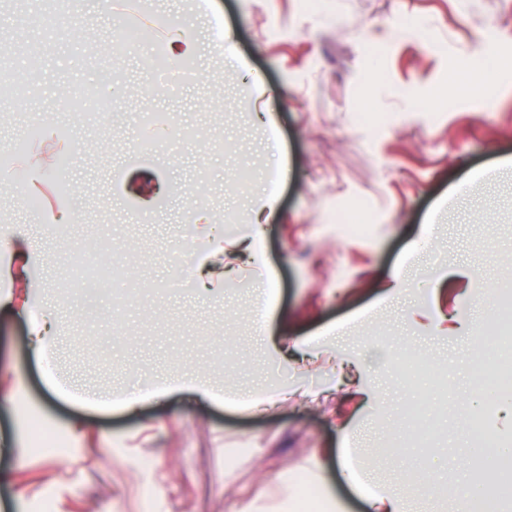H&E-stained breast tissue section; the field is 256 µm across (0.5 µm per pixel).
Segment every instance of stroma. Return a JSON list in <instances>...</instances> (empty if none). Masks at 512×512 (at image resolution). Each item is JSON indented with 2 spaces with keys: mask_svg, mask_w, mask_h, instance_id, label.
I'll list each match as a JSON object with an SVG mask.
<instances>
[{
  "mask_svg": "<svg viewBox=\"0 0 512 512\" xmlns=\"http://www.w3.org/2000/svg\"><path fill=\"white\" fill-rule=\"evenodd\" d=\"M153 15L169 21L154 44H119ZM510 45L512 0H0V83L27 90L0 97V155L42 134L17 160L24 176L0 166V251L32 256L0 264L6 512L49 490L54 512H143L149 493L155 512H237L257 496L283 512L310 487L333 499L322 512H366L334 466L346 427L387 484H466L475 435L512 440L498 404L471 410L476 338L512 299ZM158 52L193 79L160 86ZM485 58L491 96L452 87ZM343 212L369 233H345ZM91 239L136 256L141 298L75 282ZM177 251L210 269L208 292L178 287ZM49 317L41 355L31 336ZM401 344L447 389L403 383L389 366ZM177 376L220 401L148 395ZM99 395L112 407L85 405ZM420 399L436 404L426 448L404 425ZM33 416L63 447L31 451ZM434 456L447 468L411 465Z\"/></svg>",
  "mask_w": 512,
  "mask_h": 512,
  "instance_id": "stroma-1",
  "label": "stroma"
}]
</instances>
